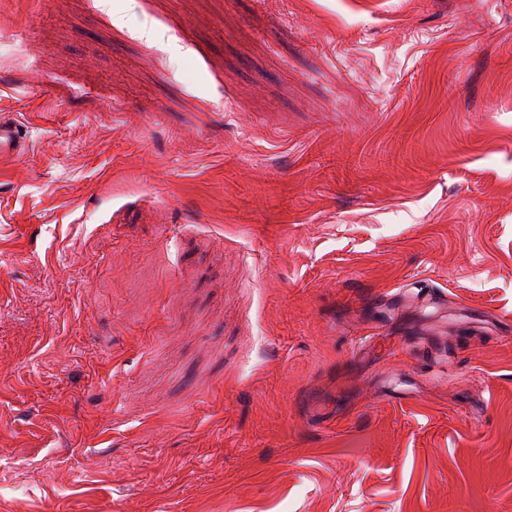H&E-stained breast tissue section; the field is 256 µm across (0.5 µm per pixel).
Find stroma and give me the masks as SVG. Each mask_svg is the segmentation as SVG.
<instances>
[{"mask_svg":"<svg viewBox=\"0 0 512 512\" xmlns=\"http://www.w3.org/2000/svg\"><path fill=\"white\" fill-rule=\"evenodd\" d=\"M0 114V512H512V0H0ZM27 138L21 125L0 117V157H21L26 153Z\"/></svg>","mask_w":512,"mask_h":512,"instance_id":"obj_1","label":"stroma"}]
</instances>
